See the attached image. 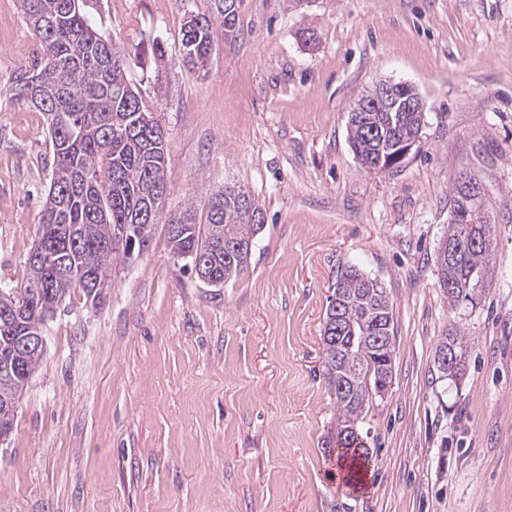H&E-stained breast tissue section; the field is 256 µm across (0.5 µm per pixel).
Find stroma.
Instances as JSON below:
<instances>
[{
  "label": "stroma",
  "mask_w": 512,
  "mask_h": 512,
  "mask_svg": "<svg viewBox=\"0 0 512 512\" xmlns=\"http://www.w3.org/2000/svg\"><path fill=\"white\" fill-rule=\"evenodd\" d=\"M210 11L99 0L89 17L168 132L165 211L243 188L265 218L250 260L211 287L159 224L103 305L66 298L0 440V512H512V0H241L201 75L179 50ZM34 48L20 0H0V288L22 280L51 178L45 118L11 92ZM388 78L416 88L425 124L400 168L368 172L348 115ZM462 172L493 245L481 292L452 305L435 258ZM345 266L383 285L396 334L354 491L324 453L322 333ZM451 333L470 349L456 382L434 363Z\"/></svg>",
  "instance_id": "35a3bbf8"
}]
</instances>
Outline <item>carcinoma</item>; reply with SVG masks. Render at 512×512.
Listing matches in <instances>:
<instances>
[{"instance_id":"obj_1","label":"carcinoma","mask_w":512,"mask_h":512,"mask_svg":"<svg viewBox=\"0 0 512 512\" xmlns=\"http://www.w3.org/2000/svg\"><path fill=\"white\" fill-rule=\"evenodd\" d=\"M70 0H21L26 23L40 53L33 72H21L12 97L42 112L48 123L53 155L51 179L20 288L0 289V311L23 316L16 328L0 325V358L14 337L44 328L60 303L78 288L95 305L102 302L95 285H112V261L131 253L116 240V230L142 224L149 238L154 226L165 222L172 253L194 261L206 258L205 270L213 286H222L247 265L264 217L258 201L242 206L231 186L207 193L206 223L196 208L163 217V206L148 210V200L160 188L168 192L165 145L167 132L158 115L145 110L139 94L127 81V58L110 35L94 27ZM210 15H192L184 24L181 57L184 64L203 70L219 39H232L237 15L226 19L224 0H212ZM423 112H357L349 115V139L357 156L371 158L366 167L379 172L380 154L397 145V133L422 129ZM491 235V225L450 224V241ZM240 249L228 254V240ZM489 251L463 249L452 261L437 265L438 282L476 293L487 267ZM346 324L341 337L331 333L336 312ZM386 336L381 344L372 337ZM324 373L336 399L337 461L361 470L370 464L369 451L357 429L369 390H378V372L392 370L395 353L393 307L375 278L353 266L337 271L323 329ZM455 351L462 359L446 369L443 380L458 379L467 346L457 336L442 338L436 353ZM15 371L0 372V402L19 389Z\"/></svg>"}]
</instances>
